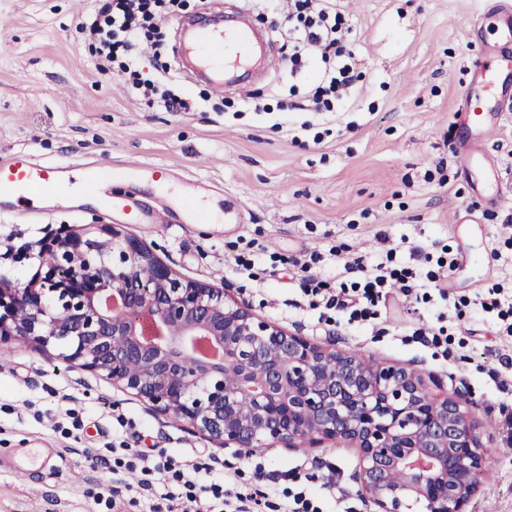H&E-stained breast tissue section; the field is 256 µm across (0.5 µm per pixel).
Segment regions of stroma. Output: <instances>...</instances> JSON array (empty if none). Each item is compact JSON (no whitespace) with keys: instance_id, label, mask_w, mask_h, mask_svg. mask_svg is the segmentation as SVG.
I'll use <instances>...</instances> for the list:
<instances>
[{"instance_id":"35a3bbf8","label":"stroma","mask_w":512,"mask_h":512,"mask_svg":"<svg viewBox=\"0 0 512 512\" xmlns=\"http://www.w3.org/2000/svg\"><path fill=\"white\" fill-rule=\"evenodd\" d=\"M227 16H246L273 45L283 37L278 15L263 0H190ZM100 0H0V158L28 151L40 164L160 167L170 193L138 180L116 181L113 195L153 202L167 211L197 181L210 187L218 212L233 207L237 222L137 224L110 202L89 205L78 191L47 199L40 211H0V286L20 288L41 262L40 245L59 229L75 234L114 225L139 239L180 279L222 289L226 297L288 332L348 356L415 371L429 391L465 394L487 469L467 512H512V336L477 305L481 286L512 284V200L488 201L498 170L512 183V93L503 98L495 131L478 141L481 166L463 171L456 119L484 59L500 0H338L354 28V67L362 77L346 114L265 112L277 101L304 99L312 73L285 64L246 76L242 91L220 93L190 76L178 57L170 74L193 105L169 112L131 96L113 74L99 71L80 30ZM311 122L298 135L291 124ZM475 221L458 223L462 213ZM439 241L470 263L448 275L447 300L395 295L372 324L346 316L329 326L317 312L295 313L303 273L296 261L336 248L341 257L373 255L385 241ZM249 253L274 275L237 274L233 255ZM440 323L447 347L421 342L414 331ZM162 449L193 465L213 462L211 480L235 491L224 512H248L247 494L267 492L278 512L292 494H313L322 512H376L354 473L359 450L347 443L286 448L225 447L155 412L133 391L22 340L0 343V512H149L168 491L135 485V474L94 462L106 449ZM50 448L57 466L42 467ZM35 453L26 478L12 462ZM118 488L114 510L99 493Z\"/></svg>"}]
</instances>
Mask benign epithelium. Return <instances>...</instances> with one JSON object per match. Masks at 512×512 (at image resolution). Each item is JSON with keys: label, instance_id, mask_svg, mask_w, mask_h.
<instances>
[{"label": "benign epithelium", "instance_id": "obj_1", "mask_svg": "<svg viewBox=\"0 0 512 512\" xmlns=\"http://www.w3.org/2000/svg\"><path fill=\"white\" fill-rule=\"evenodd\" d=\"M100 232L49 239L33 284L0 287V341L59 346L64 360L226 446L352 442L379 512L421 500L427 512H466L485 459L460 402L434 399L404 367L359 364L288 334L176 278L138 239Z\"/></svg>", "mask_w": 512, "mask_h": 512}]
</instances>
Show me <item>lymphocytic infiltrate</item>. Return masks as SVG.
I'll list each match as a JSON object with an SVG mask.
<instances>
[{
    "mask_svg": "<svg viewBox=\"0 0 512 512\" xmlns=\"http://www.w3.org/2000/svg\"><path fill=\"white\" fill-rule=\"evenodd\" d=\"M288 27V40L283 45L291 73L315 70V91L311 98L285 104L288 112H342L351 94L356 76L349 56L343 54L340 43L349 41L353 32L345 13L336 0H268L271 11H280ZM186 0H104L84 22L88 38L95 43L99 67L120 77L134 96L147 101H160L172 112L186 111L190 102L168 86L167 48L160 37L165 20L175 18ZM150 49L153 73H144L140 54ZM406 251L413 267L395 268L398 251ZM433 259L429 245L402 239L398 247L388 248L383 256L371 259L358 256L336 260L344 275L331 280L315 275V268L325 262L324 254L314 252L303 264L311 275L300 291L307 308L337 310L347 315L349 323L364 325L375 319L379 303L385 302L392 289L403 294L421 288L437 289L440 298H447V280L438 276L421 279L416 266ZM113 469H139L140 486L151 489L161 481L169 489L168 501L197 503L208 501V512H224V498L229 491L224 484L207 480L200 467H188L170 457L113 452Z\"/></svg>",
    "mask_w": 512,
    "mask_h": 512,
    "instance_id": "lymphocytic-infiltrate-1",
    "label": "lymphocytic infiltrate"
}]
</instances>
